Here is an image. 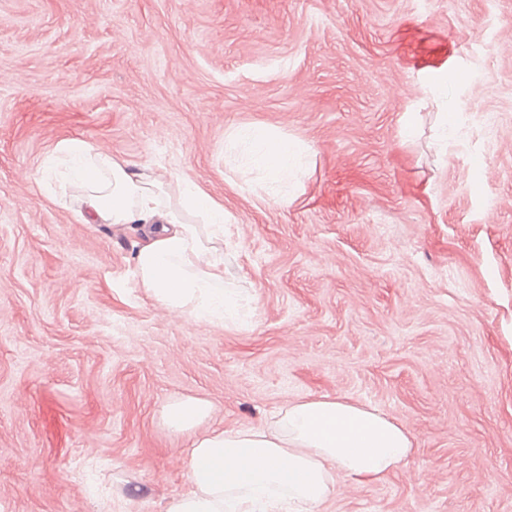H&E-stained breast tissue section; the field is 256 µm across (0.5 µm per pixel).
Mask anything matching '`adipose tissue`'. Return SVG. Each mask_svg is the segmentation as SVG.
I'll list each match as a JSON object with an SVG mask.
<instances>
[{"mask_svg":"<svg viewBox=\"0 0 512 512\" xmlns=\"http://www.w3.org/2000/svg\"><path fill=\"white\" fill-rule=\"evenodd\" d=\"M247 148L248 161L269 182L287 183L296 151L260 127L229 135L228 151ZM45 173L66 202L78 192L85 224L136 229L137 284L159 305L197 320H235L238 299L224 290V205L171 172L130 170L83 139L56 146ZM209 401L166 403L161 415L178 433L192 434L189 491L171 512H317L339 481L365 483L406 466L413 441L400 423L342 399H300L264 426L198 433Z\"/></svg>","mask_w":512,"mask_h":512,"instance_id":"ef3b65f1","label":"adipose tissue"}]
</instances>
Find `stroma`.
<instances>
[{
	"label": "stroma",
	"instance_id": "obj_1",
	"mask_svg": "<svg viewBox=\"0 0 512 512\" xmlns=\"http://www.w3.org/2000/svg\"><path fill=\"white\" fill-rule=\"evenodd\" d=\"M247 126L302 147L287 193ZM65 138L223 202L240 321L167 312L135 231L53 201ZM187 397L202 433L322 397L407 429L318 512H512V0H0V512H170Z\"/></svg>",
	"mask_w": 512,
	"mask_h": 512
}]
</instances>
